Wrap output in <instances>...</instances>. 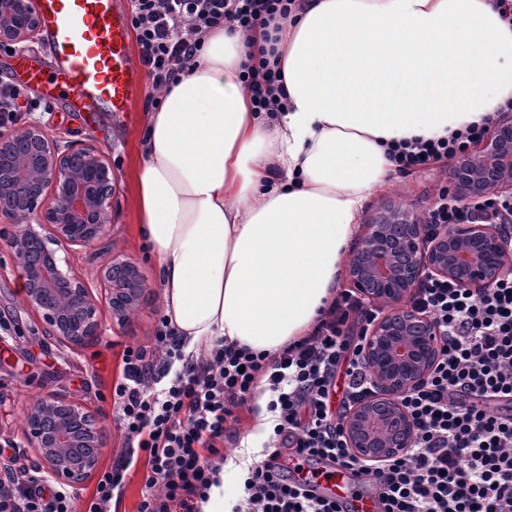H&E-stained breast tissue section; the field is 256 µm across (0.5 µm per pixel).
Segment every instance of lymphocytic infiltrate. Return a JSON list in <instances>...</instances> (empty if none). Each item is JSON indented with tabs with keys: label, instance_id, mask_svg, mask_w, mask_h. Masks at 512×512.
<instances>
[{
	"label": "lymphocytic infiltrate",
	"instance_id": "lymphocytic-infiltrate-1",
	"mask_svg": "<svg viewBox=\"0 0 512 512\" xmlns=\"http://www.w3.org/2000/svg\"><path fill=\"white\" fill-rule=\"evenodd\" d=\"M295 0H130L139 59L154 90L193 65L213 27L249 32L286 18ZM259 112L284 105L280 65L250 59L240 74ZM489 123L450 137L391 145L409 173L466 152ZM512 223V196L495 193L452 205L440 193L425 233L470 222ZM410 304L441 332L442 355L427 380L402 403L415 426L411 448L372 463L353 454L343 430L350 409L375 386L363 358L367 331L382 309L364 307L345 290L322 310L308 336L274 354L216 340L206 355L185 352L166 322L150 346H129L112 386L126 449L101 471L87 512L119 506L132 469L143 472L138 512H201L220 484L218 460L236 433L237 412L267 395L274 428L249 465L243 494L229 512H348L346 502L317 495L303 466L330 461L353 470L373 490L380 512H512V276L476 294L423 275ZM345 377L340 403L332 396ZM0 512H77L68 488L48 484L39 468L0 448Z\"/></svg>",
	"mask_w": 512,
	"mask_h": 512
}]
</instances>
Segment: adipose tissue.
Here are the masks:
<instances>
[{
    "instance_id": "ef3b65f1",
    "label": "adipose tissue",
    "mask_w": 512,
    "mask_h": 512,
    "mask_svg": "<svg viewBox=\"0 0 512 512\" xmlns=\"http://www.w3.org/2000/svg\"><path fill=\"white\" fill-rule=\"evenodd\" d=\"M278 29L202 38L145 114L134 200L188 344L276 353L336 296L391 141L437 139L512 103L497 0H300ZM276 50L287 101L254 110L246 54Z\"/></svg>"
}]
</instances>
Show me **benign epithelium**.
Listing matches in <instances>:
<instances>
[{
	"label": "benign epithelium",
	"instance_id": "7a95c632",
	"mask_svg": "<svg viewBox=\"0 0 512 512\" xmlns=\"http://www.w3.org/2000/svg\"><path fill=\"white\" fill-rule=\"evenodd\" d=\"M39 20L34 0H0V50L31 41ZM115 177L94 146L64 150L39 126L0 132V219L18 231L8 249L26 256L20 268L24 300L46 323L48 336L80 347L100 336L102 308L124 323L142 301L146 282L132 263L101 269L97 298L66 266L59 251L89 246L112 223ZM448 195L471 203L494 191L512 195V117L449 168ZM482 292L512 275V249L495 224H457L426 239L417 215L383 210L371 219L347 276L385 314L367 333L363 354L376 393L349 410L344 422L355 455L379 462L411 445L413 423L400 396L423 383L440 355L441 332L410 298L423 271ZM23 438L41 467L63 485L89 477L102 455L96 418L79 402L50 393L30 402Z\"/></svg>",
	"mask_w": 512,
	"mask_h": 512
}]
</instances>
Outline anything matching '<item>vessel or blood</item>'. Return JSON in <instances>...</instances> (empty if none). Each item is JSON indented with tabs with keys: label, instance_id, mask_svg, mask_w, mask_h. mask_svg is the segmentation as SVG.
I'll use <instances>...</instances> for the list:
<instances>
[{
	"label": "vessel or blood",
	"instance_id": "obj_1",
	"mask_svg": "<svg viewBox=\"0 0 512 512\" xmlns=\"http://www.w3.org/2000/svg\"><path fill=\"white\" fill-rule=\"evenodd\" d=\"M40 17V43L51 58L43 74L39 55L19 53L15 69L26 82L46 85L76 112L129 111L142 86L140 69L130 53V21L118 0H35ZM353 472L334 465L321 467L319 492L345 499Z\"/></svg>",
	"mask_w": 512,
	"mask_h": 512
}]
</instances>
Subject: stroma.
Segmentation results:
<instances>
[{"mask_svg": "<svg viewBox=\"0 0 512 512\" xmlns=\"http://www.w3.org/2000/svg\"><path fill=\"white\" fill-rule=\"evenodd\" d=\"M151 88L132 102L127 115L103 113L89 125L60 101L29 112L17 122V129L36 124L60 145L92 144L112 164L117 181L112 197V222L94 245L70 251L73 271L88 288L99 290V271L112 257L135 263L142 271L148 293L125 325L103 318L100 336L73 350L49 339L42 320L26 305L20 288V265L7 247L0 245V315L12 320L13 330H0V441H21L25 410L44 394L58 393L83 403L94 413L103 429L105 448L101 465L111 464L125 449L112 405V382L121 371L126 346L149 345L162 314L161 286L134 219V171L138 163L142 114L150 105ZM449 161H441L409 174H396L388 187L372 194L363 219H370L386 206H399L426 214L441 189L448 186ZM256 414L241 412L237 437L227 442V455L236 468L227 470L228 482L238 481L240 463H251L260 450Z\"/></svg>", "mask_w": 512, "mask_h": 512, "instance_id": "35a3bbf8", "label": "stroma"}]
</instances>
